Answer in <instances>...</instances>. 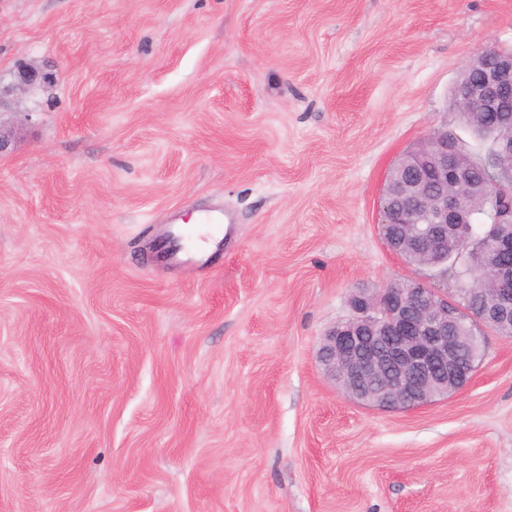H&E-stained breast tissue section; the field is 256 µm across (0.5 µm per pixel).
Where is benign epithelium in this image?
<instances>
[{
    "instance_id": "obj_1",
    "label": "benign epithelium",
    "mask_w": 512,
    "mask_h": 512,
    "mask_svg": "<svg viewBox=\"0 0 512 512\" xmlns=\"http://www.w3.org/2000/svg\"><path fill=\"white\" fill-rule=\"evenodd\" d=\"M470 76L453 88L454 111L512 112V51L486 49L462 68ZM56 76L23 66L16 87L51 89ZM451 133L432 131L393 169L406 176L389 175L381 195L380 223L401 225L404 233H391L398 249L413 254L417 264L445 278L448 240L459 237L467 223L461 190L468 172L459 167ZM494 162L478 161L485 188L484 201L495 219L503 217L498 202L512 193V136L495 140ZM436 186L428 193L427 184ZM479 289L478 311L448 291L410 280L408 288L360 290L348 298L350 315L324 333L318 358L324 374L349 398L382 409H407L447 396L467 386L481 352L478 331L512 329V261L494 265Z\"/></svg>"
}]
</instances>
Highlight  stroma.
<instances>
[{"label":"stroma","instance_id":"35a3bbf8","mask_svg":"<svg viewBox=\"0 0 512 512\" xmlns=\"http://www.w3.org/2000/svg\"><path fill=\"white\" fill-rule=\"evenodd\" d=\"M488 47L512 0H0V512H512V337L411 410L317 361L353 292L452 288L378 209L432 130L488 150L450 102ZM56 82L53 73L44 72L34 67L23 66L18 68L16 73V87L23 91L40 87L50 90Z\"/></svg>","mask_w":512,"mask_h":512}]
</instances>
